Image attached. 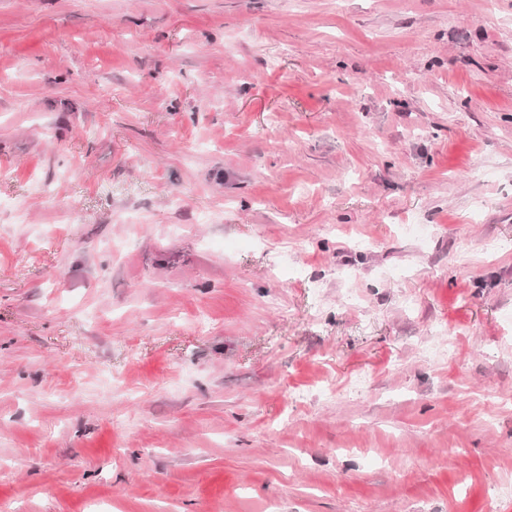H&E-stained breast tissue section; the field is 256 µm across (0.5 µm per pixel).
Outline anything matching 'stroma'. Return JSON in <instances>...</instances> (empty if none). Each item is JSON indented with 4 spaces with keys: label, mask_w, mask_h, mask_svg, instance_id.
<instances>
[{
    "label": "stroma",
    "mask_w": 512,
    "mask_h": 512,
    "mask_svg": "<svg viewBox=\"0 0 512 512\" xmlns=\"http://www.w3.org/2000/svg\"><path fill=\"white\" fill-rule=\"evenodd\" d=\"M92 504L512 512V0H0V512Z\"/></svg>",
    "instance_id": "obj_1"
}]
</instances>
